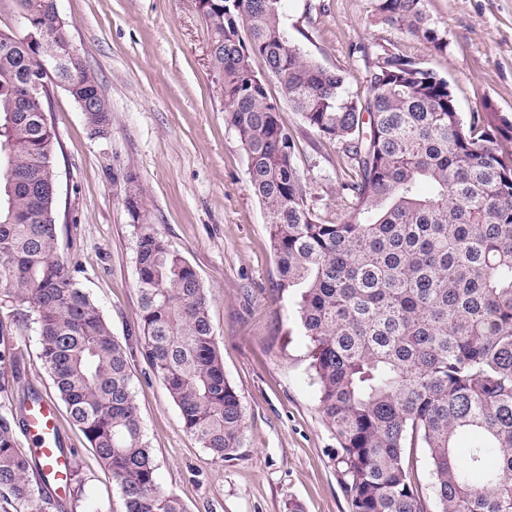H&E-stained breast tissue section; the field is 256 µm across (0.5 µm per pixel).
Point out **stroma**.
I'll list each match as a JSON object with an SVG mask.
<instances>
[{"label":"stroma","instance_id":"stroma-1","mask_svg":"<svg viewBox=\"0 0 512 512\" xmlns=\"http://www.w3.org/2000/svg\"><path fill=\"white\" fill-rule=\"evenodd\" d=\"M66 34L96 74L112 110L108 138H92L74 100L51 95L56 133L58 252L98 302L114 336L132 345V387L159 487L188 512H352L341 488L336 432L321 410L293 296L278 286L263 208L247 158L224 123L211 68L210 32L197 0H57ZM448 30L438 53L378 23L368 0H288L298 45L342 71L365 95L368 67L389 47L445 77L463 116L489 103L512 120V0H427ZM281 118L296 142L324 221L344 214L338 145L321 141L290 106ZM136 176L148 220L195 267L205 289L224 374L241 397L242 446L216 460L183 427L178 406L137 340L136 235L124 173ZM17 304L0 327L19 338L24 388L53 402L61 447L79 452L84 504L124 512L110 473L72 424Z\"/></svg>","mask_w":512,"mask_h":512}]
</instances>
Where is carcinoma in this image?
Wrapping results in <instances>:
<instances>
[{
  "mask_svg": "<svg viewBox=\"0 0 512 512\" xmlns=\"http://www.w3.org/2000/svg\"><path fill=\"white\" fill-rule=\"evenodd\" d=\"M26 25L0 30V303L27 308L40 359L73 423L118 486L124 512H187L160 489L131 384L127 347L57 254L50 92H68L91 136L111 113L78 61L26 94L49 49L37 39L56 0H17ZM373 16L448 49L426 0H370ZM224 121L263 206L278 287L298 292L319 402L340 444L352 512H428L406 449H425L435 512H512V121L490 104L464 123L448 80L383 47L367 93L309 57L287 0H201ZM320 139L341 146L347 212L322 220L264 75ZM136 234L139 339L185 430L216 460L241 447L244 410L224 376L194 266L146 221L125 173ZM20 352L0 328V369ZM31 405L0 384V508L54 512L46 474L17 443ZM68 488L85 479L78 451Z\"/></svg>",
  "mask_w": 512,
  "mask_h": 512,
  "instance_id": "cac0c4a2",
  "label": "carcinoma"
}]
</instances>
